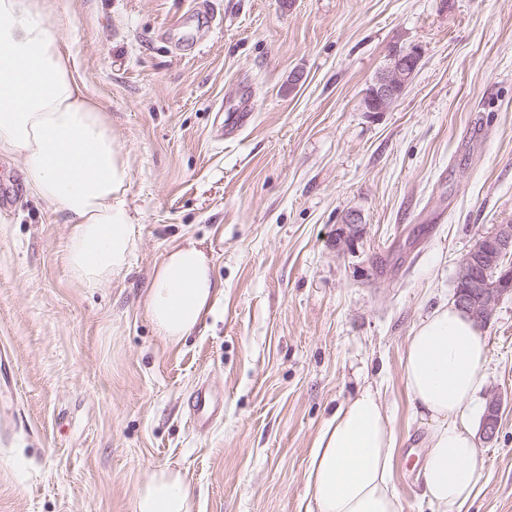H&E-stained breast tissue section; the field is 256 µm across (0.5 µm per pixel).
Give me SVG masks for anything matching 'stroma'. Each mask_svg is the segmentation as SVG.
<instances>
[{"label":"stroma","instance_id":"stroma-1","mask_svg":"<svg viewBox=\"0 0 512 512\" xmlns=\"http://www.w3.org/2000/svg\"><path fill=\"white\" fill-rule=\"evenodd\" d=\"M71 0L52 29L112 120L137 220L126 270L73 283L68 227L0 155V512H133L178 471L194 512H312L306 471L336 407L376 391L397 436L402 512H426L430 429L406 392L418 322L461 260L512 224V0ZM419 47L401 98L363 95ZM253 117L219 137L225 113ZM362 223L343 252V215ZM192 240L224 287L178 345L145 317L156 265ZM480 335L502 398L461 512H512V294ZM224 397L205 432L199 383Z\"/></svg>","mask_w":512,"mask_h":512}]
</instances>
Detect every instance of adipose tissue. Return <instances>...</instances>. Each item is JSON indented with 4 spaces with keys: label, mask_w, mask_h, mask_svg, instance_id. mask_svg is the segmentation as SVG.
I'll list each match as a JSON object with an SVG mask.
<instances>
[{
    "label": "adipose tissue",
    "mask_w": 512,
    "mask_h": 512,
    "mask_svg": "<svg viewBox=\"0 0 512 512\" xmlns=\"http://www.w3.org/2000/svg\"><path fill=\"white\" fill-rule=\"evenodd\" d=\"M70 0H0V154L25 165L31 192L65 216V262L72 282L94 288L124 270L135 248L126 199L130 171L112 121L77 76L69 46L51 19ZM221 293L203 249L173 247L156 266L144 313L178 344ZM487 350L456 305L434 309L410 338L403 377L431 432L421 471L430 512H458L482 476L475 441L461 418L484 385ZM396 435L378 396L358 392L320 430L307 483L316 512H402L392 484ZM180 473L163 469L137 485L134 512H193Z\"/></svg>",
    "instance_id": "obj_1"
}]
</instances>
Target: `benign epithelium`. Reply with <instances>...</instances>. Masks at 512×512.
I'll list each match as a JSON object with an SVG mask.
<instances>
[{
  "instance_id": "7a95c632",
  "label": "benign epithelium",
  "mask_w": 512,
  "mask_h": 512,
  "mask_svg": "<svg viewBox=\"0 0 512 512\" xmlns=\"http://www.w3.org/2000/svg\"><path fill=\"white\" fill-rule=\"evenodd\" d=\"M421 60V50L394 51L386 65L376 74L364 95L368 112H384L404 93ZM361 216L351 210L342 218L336 233V251L340 252L359 234ZM512 256V224H499L495 230L479 237L459 264L456 275V306L466 313L477 327L490 320L499 299L512 293V272L498 275L503 260ZM502 410L501 398L492 393L487 397L481 420L480 436L486 443L497 435Z\"/></svg>"
}]
</instances>
